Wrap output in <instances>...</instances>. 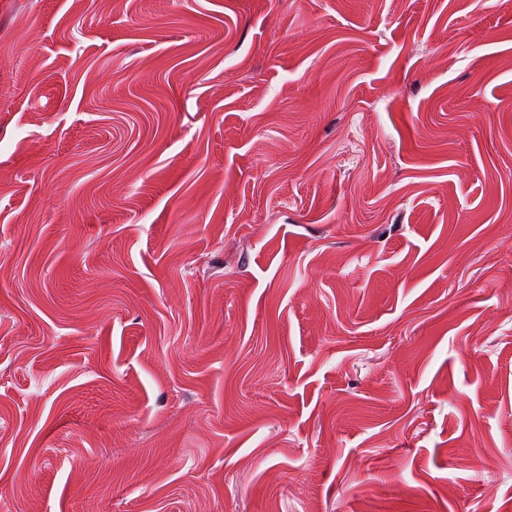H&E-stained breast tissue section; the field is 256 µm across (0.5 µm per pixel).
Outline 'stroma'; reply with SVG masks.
Here are the masks:
<instances>
[{"label": "stroma", "mask_w": 512, "mask_h": 512, "mask_svg": "<svg viewBox=\"0 0 512 512\" xmlns=\"http://www.w3.org/2000/svg\"><path fill=\"white\" fill-rule=\"evenodd\" d=\"M512 501V0H0V512Z\"/></svg>", "instance_id": "stroma-1"}]
</instances>
